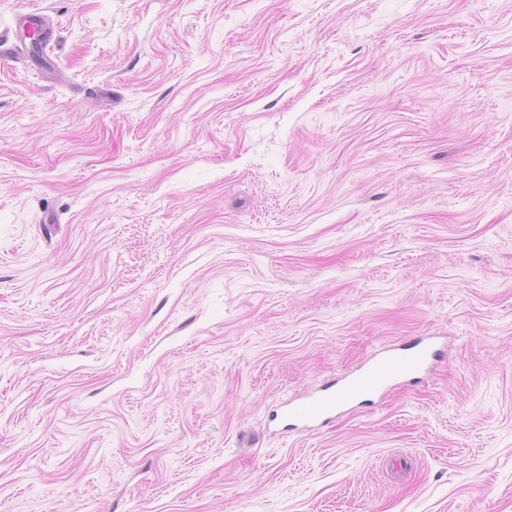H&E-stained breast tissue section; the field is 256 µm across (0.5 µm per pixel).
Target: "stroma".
<instances>
[{
	"instance_id": "stroma-1",
	"label": "stroma",
	"mask_w": 512,
	"mask_h": 512,
	"mask_svg": "<svg viewBox=\"0 0 512 512\" xmlns=\"http://www.w3.org/2000/svg\"><path fill=\"white\" fill-rule=\"evenodd\" d=\"M0 512H512V0H0ZM434 337L421 380L279 408Z\"/></svg>"
}]
</instances>
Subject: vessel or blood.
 Instances as JSON below:
<instances>
[{"label": "vessel or blood", "instance_id": "obj_1", "mask_svg": "<svg viewBox=\"0 0 512 512\" xmlns=\"http://www.w3.org/2000/svg\"><path fill=\"white\" fill-rule=\"evenodd\" d=\"M441 354L425 337L382 351L357 374L289 403L283 418L293 427L328 423L363 397L418 379Z\"/></svg>", "mask_w": 512, "mask_h": 512}]
</instances>
